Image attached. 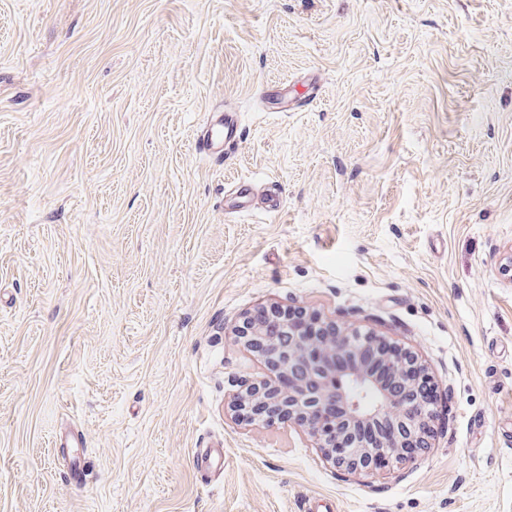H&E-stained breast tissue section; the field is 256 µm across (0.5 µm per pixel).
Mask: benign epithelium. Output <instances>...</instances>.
Wrapping results in <instances>:
<instances>
[{
    "label": "benign epithelium",
    "mask_w": 512,
    "mask_h": 512,
    "mask_svg": "<svg viewBox=\"0 0 512 512\" xmlns=\"http://www.w3.org/2000/svg\"><path fill=\"white\" fill-rule=\"evenodd\" d=\"M276 332L288 337V350L281 348ZM237 336L274 376L288 377L286 387L263 379L246 388L234 404L241 419L268 427L292 420L307 431L326 461L352 472L385 470L412 459L420 447L431 414L421 390L425 367L413 352L403 349L395 355L371 332L314 314L295 321L275 307L260 322L245 318ZM368 346L399 393L387 390L364 366L336 365V358ZM374 423L386 433L369 443L359 441L357 430Z\"/></svg>",
    "instance_id": "1"
}]
</instances>
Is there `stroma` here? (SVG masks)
<instances>
[{
	"mask_svg": "<svg viewBox=\"0 0 512 512\" xmlns=\"http://www.w3.org/2000/svg\"><path fill=\"white\" fill-rule=\"evenodd\" d=\"M511 260L512 0H0V512H512ZM265 306L416 353L427 448L236 418ZM224 128L223 121L210 124L206 134L196 143L197 151L215 158L224 156Z\"/></svg>",
	"mask_w": 512,
	"mask_h": 512,
	"instance_id": "obj_1",
	"label": "stroma"
}]
</instances>
